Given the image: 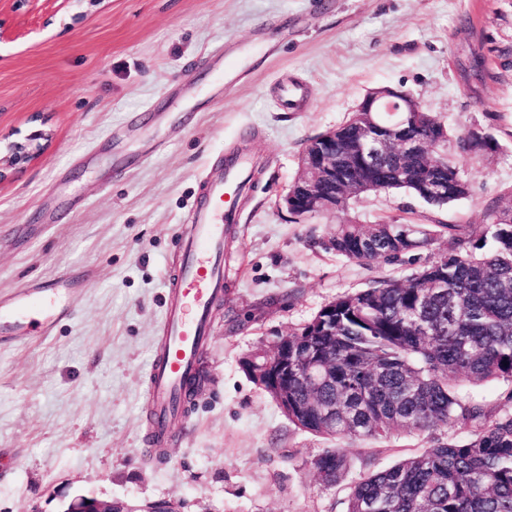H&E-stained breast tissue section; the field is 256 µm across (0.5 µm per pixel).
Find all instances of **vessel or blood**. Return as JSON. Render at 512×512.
<instances>
[{
  "label": "vessel or blood",
  "instance_id": "b4317fda",
  "mask_svg": "<svg viewBox=\"0 0 512 512\" xmlns=\"http://www.w3.org/2000/svg\"><path fill=\"white\" fill-rule=\"evenodd\" d=\"M245 163L227 164L220 180L211 183L206 202L192 211L179 237L182 263L164 313L166 336L149 365L148 404L156 414L155 441L170 437L181 416V394L197 372V362L209 333L208 312L222 295L224 283V210L243 183ZM69 290L66 277L37 284L0 299V327L7 339L30 333L29 315H41V332L50 334L64 310L57 301Z\"/></svg>",
  "mask_w": 512,
  "mask_h": 512
}]
</instances>
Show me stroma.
<instances>
[{
  "label": "stroma",
  "instance_id": "stroma-1",
  "mask_svg": "<svg viewBox=\"0 0 512 512\" xmlns=\"http://www.w3.org/2000/svg\"><path fill=\"white\" fill-rule=\"evenodd\" d=\"M487 58L489 78L469 61ZM411 92L450 137L492 133L459 156L470 194L448 208L368 193L309 219L284 204L310 138L379 87ZM45 131L0 180V296L70 274L73 312L42 340L0 345V512H61L77 493L176 512H346L353 485L468 435L456 426L343 440L349 469L323 484L331 442L299 429L242 368L336 297L406 280L439 238L362 265L326 243L337 224L486 231L512 203V0H0V142ZM251 180L224 218V290L209 312L203 377L160 457L148 364L180 267L178 232L207 180L236 157Z\"/></svg>",
  "mask_w": 512,
  "mask_h": 512
}]
</instances>
